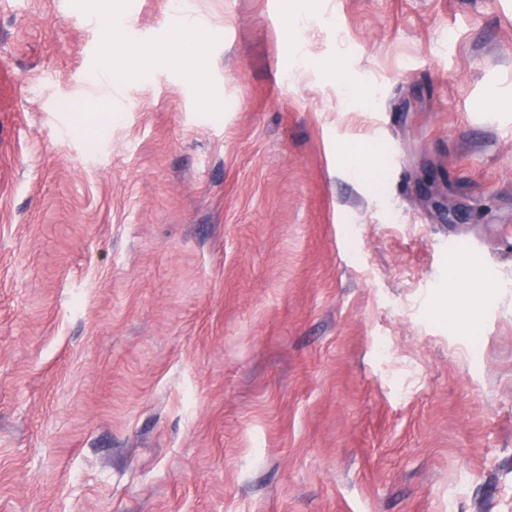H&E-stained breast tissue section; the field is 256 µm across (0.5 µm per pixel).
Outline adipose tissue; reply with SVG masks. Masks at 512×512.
Returning a JSON list of instances; mask_svg holds the SVG:
<instances>
[{"mask_svg": "<svg viewBox=\"0 0 512 512\" xmlns=\"http://www.w3.org/2000/svg\"><path fill=\"white\" fill-rule=\"evenodd\" d=\"M285 25L281 45L283 72L295 73L301 59L300 37L311 13V0H284ZM124 0H105L99 17L103 23L102 70L110 77L125 79L130 58H160L177 64L193 78H200L208 65L201 33L189 22L183 9H176L162 40L142 48L135 36L118 23Z\"/></svg>", "mask_w": 512, "mask_h": 512, "instance_id": "1", "label": "adipose tissue"}]
</instances>
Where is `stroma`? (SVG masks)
I'll return each mask as SVG.
<instances>
[{"label": "stroma", "mask_w": 512, "mask_h": 512, "mask_svg": "<svg viewBox=\"0 0 512 512\" xmlns=\"http://www.w3.org/2000/svg\"><path fill=\"white\" fill-rule=\"evenodd\" d=\"M102 3L0 7V512H512V0H313L300 78L282 0H190L203 86L117 88ZM16 75L11 60L0 57V112H12L16 94Z\"/></svg>", "instance_id": "1"}]
</instances>
